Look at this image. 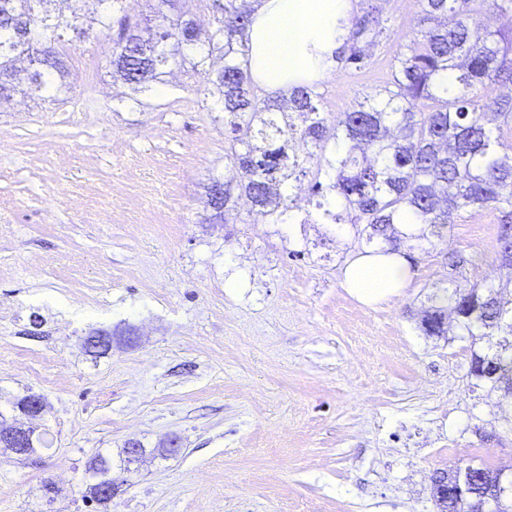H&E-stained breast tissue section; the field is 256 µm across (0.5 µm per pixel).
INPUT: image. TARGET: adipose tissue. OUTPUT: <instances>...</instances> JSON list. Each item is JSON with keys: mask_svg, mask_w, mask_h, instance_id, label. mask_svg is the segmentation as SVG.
Masks as SVG:
<instances>
[{"mask_svg": "<svg viewBox=\"0 0 512 512\" xmlns=\"http://www.w3.org/2000/svg\"><path fill=\"white\" fill-rule=\"evenodd\" d=\"M350 18V0H261L249 27L253 80L270 93L322 81ZM409 277L401 254L367 253L345 267L343 284L360 301L373 303L398 294Z\"/></svg>", "mask_w": 512, "mask_h": 512, "instance_id": "ef3b65f1", "label": "adipose tissue"}]
</instances>
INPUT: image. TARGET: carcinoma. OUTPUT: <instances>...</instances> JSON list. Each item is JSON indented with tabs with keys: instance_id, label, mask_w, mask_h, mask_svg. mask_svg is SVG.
Here are the masks:
<instances>
[{
	"instance_id": "carcinoma-1",
	"label": "carcinoma",
	"mask_w": 512,
	"mask_h": 512,
	"mask_svg": "<svg viewBox=\"0 0 512 512\" xmlns=\"http://www.w3.org/2000/svg\"><path fill=\"white\" fill-rule=\"evenodd\" d=\"M56 0H0V101L15 92L52 100L68 91L65 58L88 30L112 29L119 0H73L70 16ZM177 0H147L149 14L119 21L112 51V79L131 91L165 83L172 69L190 64L209 84L211 112L224 113L230 130L224 164L236 172L223 197L208 195L214 218L244 222L236 213L244 198L266 224H283L292 198L291 180L312 176L310 192L321 222L350 226L366 245L397 251L401 244L444 230L461 211L498 212V242L512 251V145L488 127L483 93L512 86V30H490V9L512 13V0H418L412 39L399 45L389 82L369 93L335 124L320 110L318 86L305 83L288 93L258 97L247 54V29L258 0H212L211 28L200 30ZM368 11L352 20L336 62L352 70L367 65L364 46L379 34ZM448 72L451 79L440 76ZM495 113L512 124V93L494 101ZM408 213L420 233L397 224ZM462 336L488 337L471 354L470 371L501 351L512 354V296L492 287H456L439 298ZM88 469L96 502L99 484L112 479V464L98 455Z\"/></svg>"
}]
</instances>
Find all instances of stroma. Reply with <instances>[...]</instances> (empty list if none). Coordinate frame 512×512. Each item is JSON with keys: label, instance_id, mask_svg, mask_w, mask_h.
<instances>
[{"label": "stroma", "instance_id": "stroma-1", "mask_svg": "<svg viewBox=\"0 0 512 512\" xmlns=\"http://www.w3.org/2000/svg\"><path fill=\"white\" fill-rule=\"evenodd\" d=\"M372 9L389 27L364 69L329 68V118L383 85L416 24V0H353ZM113 38L71 48L68 93L0 111V421L41 395L52 442L34 464L0 454V512H438L434 473L512 464L497 393L469 387L471 338L421 328L443 289L505 284L496 212L405 245L408 287L364 304L343 286L350 232L216 222L223 113L187 67L128 95ZM170 435L179 454L125 471L129 440ZM98 452L120 482L106 504L85 496Z\"/></svg>", "mask_w": 512, "mask_h": 512}]
</instances>
